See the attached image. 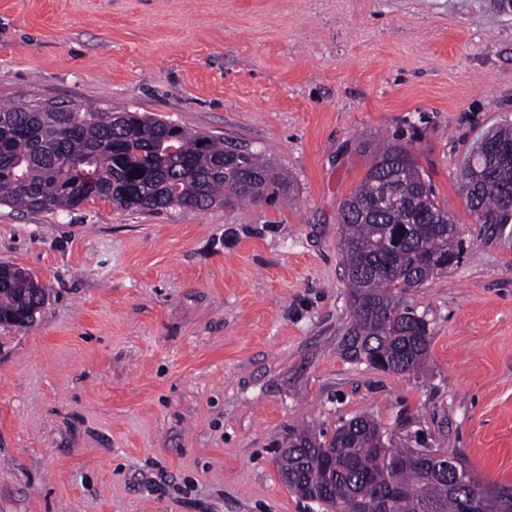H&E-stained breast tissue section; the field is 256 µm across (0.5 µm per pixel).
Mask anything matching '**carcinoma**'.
Instances as JSON below:
<instances>
[{"label":"carcinoma","instance_id":"carcinoma-1","mask_svg":"<svg viewBox=\"0 0 512 512\" xmlns=\"http://www.w3.org/2000/svg\"><path fill=\"white\" fill-rule=\"evenodd\" d=\"M92 108L56 106L40 112L29 102L0 106V205L39 212L71 210L88 200L118 209L149 211L178 207L193 211L232 200L254 204L276 176L261 155L146 114L113 121ZM487 143L512 145V127L489 132L471 151L460 172L480 173L468 202L478 224H512V153L484 150ZM263 176L244 187L224 170V158ZM71 184L60 192L56 182ZM343 278L349 320L339 342L342 356L384 372L422 371L431 336L426 321L405 304L404 295L460 260L464 251L454 219L438 203L416 159L402 144L383 143L365 176L338 209ZM32 278L5 271L0 317L14 311L17 293ZM440 450L419 437L392 439L371 416L344 421L331 436L308 427L288 434L278 460L282 479L300 498L314 490L332 512H348L358 497L378 501L376 512H512V487H490L473 475L466 458H448L436 470Z\"/></svg>","mask_w":512,"mask_h":512}]
</instances>
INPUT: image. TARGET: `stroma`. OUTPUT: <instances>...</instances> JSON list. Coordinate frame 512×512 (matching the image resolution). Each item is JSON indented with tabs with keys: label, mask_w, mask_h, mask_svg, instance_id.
<instances>
[{
	"label": "stroma",
	"mask_w": 512,
	"mask_h": 512,
	"mask_svg": "<svg viewBox=\"0 0 512 512\" xmlns=\"http://www.w3.org/2000/svg\"><path fill=\"white\" fill-rule=\"evenodd\" d=\"M144 113L263 153L255 205H0V264L48 289L0 326V512H325L275 463L290 428L408 415L512 484V224L485 234L464 155L512 125L493 0H0V105ZM407 146L462 261L407 295L424 373L338 351L337 212L379 139Z\"/></svg>",
	"instance_id": "obj_1"
}]
</instances>
